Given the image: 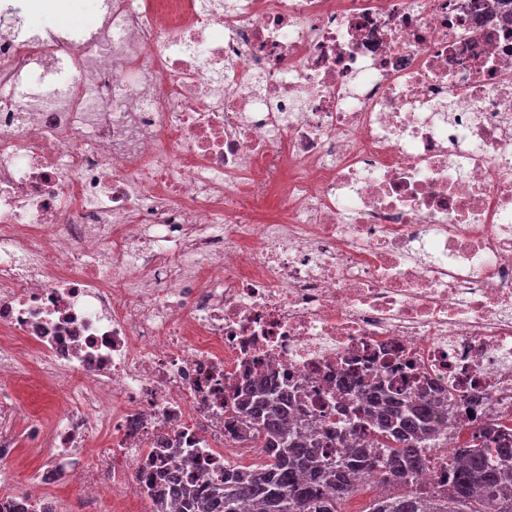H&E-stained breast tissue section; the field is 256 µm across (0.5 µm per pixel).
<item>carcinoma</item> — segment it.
I'll return each instance as SVG.
<instances>
[{
    "label": "carcinoma",
    "mask_w": 512,
    "mask_h": 512,
    "mask_svg": "<svg viewBox=\"0 0 512 512\" xmlns=\"http://www.w3.org/2000/svg\"><path fill=\"white\" fill-rule=\"evenodd\" d=\"M342 392L352 398L348 431L359 428L366 439L359 448L324 454L320 448L336 445L342 433L303 431L288 390L273 394L264 380L249 381L224 431L257 444L264 463L227 464L222 479L195 486L169 473L153 512H162L165 497L179 501L182 512H241L244 502L257 503L259 512H347L369 483L381 493L364 512H512V429L504 425L493 434L476 425L450 448L447 396L364 391L352 379L342 381ZM426 472L431 480L423 484Z\"/></svg>",
    "instance_id": "obj_1"
}]
</instances>
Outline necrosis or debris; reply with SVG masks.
<instances>
[{
  "instance_id": "obj_1",
  "label": "necrosis or debris",
  "mask_w": 512,
  "mask_h": 512,
  "mask_svg": "<svg viewBox=\"0 0 512 512\" xmlns=\"http://www.w3.org/2000/svg\"><path fill=\"white\" fill-rule=\"evenodd\" d=\"M277 154V206L243 187ZM70 381L0 512L251 462L247 379L336 422L342 374L512 426V6L104 0L0 28V462L25 369ZM43 8L38 13L27 16L23 23L31 31H40L63 21L72 26L86 27L96 18L99 0H67L69 8L64 14L57 10L59 0H43Z\"/></svg>"
}]
</instances>
